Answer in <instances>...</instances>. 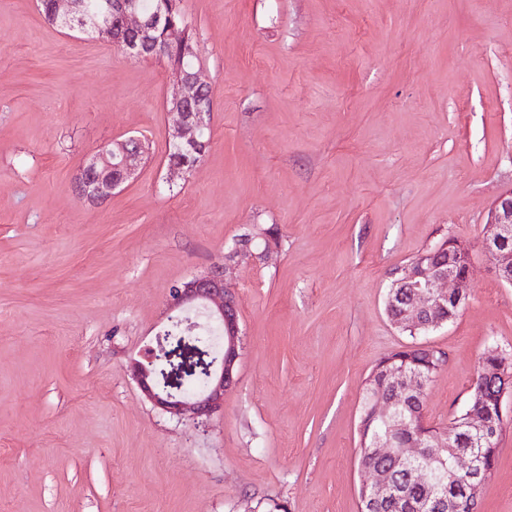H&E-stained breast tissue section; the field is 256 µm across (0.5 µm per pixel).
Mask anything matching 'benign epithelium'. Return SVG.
<instances>
[{"mask_svg": "<svg viewBox=\"0 0 512 512\" xmlns=\"http://www.w3.org/2000/svg\"><path fill=\"white\" fill-rule=\"evenodd\" d=\"M52 10L55 17L68 21L78 15V0H53ZM112 13L119 18L122 29L130 35L125 42L128 54H162L161 49L148 38L152 20L135 6L134 0H112ZM84 26L99 39L115 42V31L110 24L86 19ZM172 81L178 87V93L167 108L173 117L169 143L178 149L193 146L203 154L207 144L201 142L199 137L202 130L209 126L210 112L205 103L213 97V90L194 70L175 76ZM142 156L143 141L137 136L120 140L94 154L77 178L80 198L100 202L111 197L112 191L134 178L135 161ZM260 239H266V234L260 229L245 235L234 250L225 256L224 267L194 276L171 289L170 307L179 309L194 305L203 309L209 321L218 328L222 347L215 361L205 362L200 353L194 365L189 360V354L181 356L179 351L167 349L169 337L162 336L157 341V348L148 352L145 361L132 362V376L141 393L163 413L180 418L190 412L198 418L207 419L224 413V396L237 381L236 369L241 347L239 307L235 296L227 288L230 278L228 270L243 253L256 250L258 255L265 256L274 249L270 242L259 246ZM448 246V259L433 263L428 260L429 254L422 253L407 266L404 278L394 282L393 287L405 293L407 303L396 325L436 327L447 321L449 305L465 306L472 267L471 252L466 244L457 239L448 240ZM482 249L496 276L512 285V188L500 194L492 205ZM175 358L179 364L172 365V369L164 374L165 381H160L156 361L166 359L171 362ZM198 367L206 373L205 385L192 393L181 392L179 383L184 373L193 372ZM423 387L421 375L402 373L395 376L394 389L372 399L375 415L383 421L394 422L392 433L375 440L373 453L379 459L386 458L392 454L394 444L405 442V448L396 458L408 484L431 488L436 492L432 501L439 508L449 502L455 512H476L479 493L486 484V468L478 448L495 443L500 438L506 418L504 401L506 396L512 395V388H502L497 395L495 409L471 410L465 415L463 427L470 438V446L454 449L452 444H446L450 448L448 460L442 461L439 468L433 470L422 464L428 455V440L420 434H403L405 421L397 417L401 400ZM458 470L471 472L473 479L462 494L448 500L445 492ZM370 474L371 480L365 484L370 503L383 504L396 512L420 508V504L410 499L407 487L396 481L391 472L376 467L370 470Z\"/></svg>", "mask_w": 512, "mask_h": 512, "instance_id": "benign-epithelium-1", "label": "benign epithelium"}]
</instances>
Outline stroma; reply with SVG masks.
<instances>
[{"label": "stroma", "mask_w": 512, "mask_h": 512, "mask_svg": "<svg viewBox=\"0 0 512 512\" xmlns=\"http://www.w3.org/2000/svg\"><path fill=\"white\" fill-rule=\"evenodd\" d=\"M214 90L211 145L167 178L165 59H136L0 0V506L6 512H360L365 380L417 342L447 360L426 420L466 407L479 357L512 352V286L476 245L512 187V0H182ZM137 135L150 154L101 204L75 177ZM243 259L237 384L200 423L130 372L171 288ZM474 246L456 319L410 338L395 268ZM478 512H512V422Z\"/></svg>", "instance_id": "1"}]
</instances>
